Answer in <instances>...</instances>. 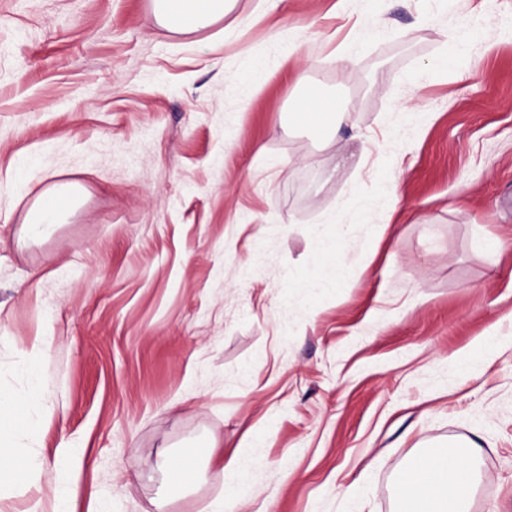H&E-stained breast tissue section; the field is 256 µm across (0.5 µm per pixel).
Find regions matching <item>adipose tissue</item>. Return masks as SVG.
I'll use <instances>...</instances> for the list:
<instances>
[{"instance_id": "adipose-tissue-1", "label": "adipose tissue", "mask_w": 512, "mask_h": 512, "mask_svg": "<svg viewBox=\"0 0 512 512\" xmlns=\"http://www.w3.org/2000/svg\"><path fill=\"white\" fill-rule=\"evenodd\" d=\"M234 0H152L153 15L162 27L176 32H195L209 27L231 10ZM306 59H299L292 75L304 94L296 116L318 131L335 127L348 110L322 89L309 85ZM83 189L75 182L54 183L38 189L19 231L23 243L46 240L80 206ZM340 243L322 240L315 270L304 279L305 287L322 289L335 286L349 268L339 256ZM41 364L32 361L27 368V386L18 391H0V490L9 489L18 478L16 461H23L27 472L38 473L42 463L22 451V437L34 430L39 419L31 408L43 402L38 384ZM477 450L467 452L448 447L413 457L398 473L395 493L398 512H468L467 505L480 481Z\"/></svg>"}]
</instances>
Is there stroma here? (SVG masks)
<instances>
[{
  "label": "stroma",
  "mask_w": 512,
  "mask_h": 512,
  "mask_svg": "<svg viewBox=\"0 0 512 512\" xmlns=\"http://www.w3.org/2000/svg\"><path fill=\"white\" fill-rule=\"evenodd\" d=\"M299 55L350 101L332 140L289 118ZM40 179L86 194L23 246ZM326 233L350 276L293 287ZM39 338L42 471L0 512H55L62 467L73 512H211L213 443L244 512H395L411 455L470 441V512H512V0H236L187 34L151 0H0V389ZM191 445L205 480L160 508ZM225 477L232 491L224 497V500L215 504L213 512H242L244 497L235 489L247 486L250 478V465L243 454L237 452L223 466Z\"/></svg>",
  "instance_id": "1"
}]
</instances>
